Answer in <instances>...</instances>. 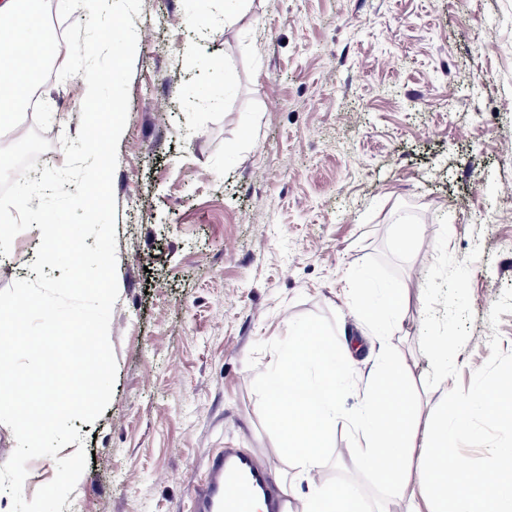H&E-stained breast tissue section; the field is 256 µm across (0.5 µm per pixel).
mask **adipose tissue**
Listing matches in <instances>:
<instances>
[{
  "label": "adipose tissue",
  "mask_w": 512,
  "mask_h": 512,
  "mask_svg": "<svg viewBox=\"0 0 512 512\" xmlns=\"http://www.w3.org/2000/svg\"><path fill=\"white\" fill-rule=\"evenodd\" d=\"M397 366L374 368L367 377L365 397L354 414L349 457L385 475L405 494L404 512H512V480L483 484L480 496L448 495V451L463 429L464 419L487 405L486 393L461 401L458 422L448 420L443 403L432 407L434 419L425 428L419 447H409L407 428L416 411Z\"/></svg>",
  "instance_id": "obj_1"
}]
</instances>
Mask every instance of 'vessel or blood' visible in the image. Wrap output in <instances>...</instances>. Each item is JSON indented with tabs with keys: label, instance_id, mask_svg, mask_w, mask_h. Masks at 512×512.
Masks as SVG:
<instances>
[{
	"label": "vessel or blood",
	"instance_id": "b4317fda",
	"mask_svg": "<svg viewBox=\"0 0 512 512\" xmlns=\"http://www.w3.org/2000/svg\"><path fill=\"white\" fill-rule=\"evenodd\" d=\"M259 497L265 501L267 512H285L286 499L269 484L257 456L226 448L210 458L193 508L194 512H251L253 501Z\"/></svg>",
	"mask_w": 512,
	"mask_h": 512
}]
</instances>
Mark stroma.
Wrapping results in <instances>:
<instances>
[{
  "instance_id": "obj_1",
  "label": "stroma",
  "mask_w": 512,
  "mask_h": 512,
  "mask_svg": "<svg viewBox=\"0 0 512 512\" xmlns=\"http://www.w3.org/2000/svg\"><path fill=\"white\" fill-rule=\"evenodd\" d=\"M113 176L119 297L109 406L77 422L88 452L63 512H191L213 453L274 451L253 345L337 314L357 407L403 364L424 400L429 347L459 337L448 409L512 372V0H143ZM233 75L213 90L215 61ZM49 166L76 138L81 76L51 80ZM37 229L0 253L29 278ZM407 307L357 316L388 283ZM512 419H472L456 454L479 475Z\"/></svg>"
}]
</instances>
